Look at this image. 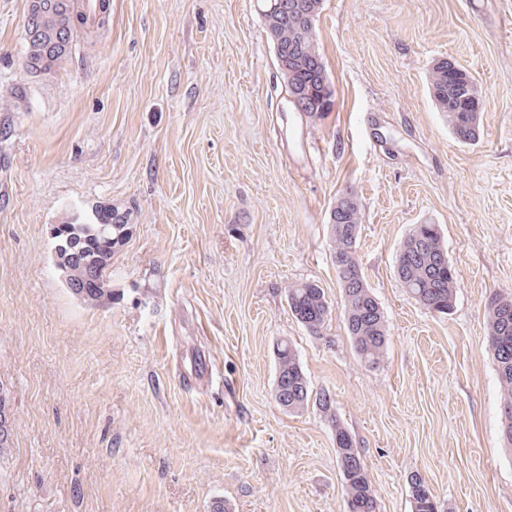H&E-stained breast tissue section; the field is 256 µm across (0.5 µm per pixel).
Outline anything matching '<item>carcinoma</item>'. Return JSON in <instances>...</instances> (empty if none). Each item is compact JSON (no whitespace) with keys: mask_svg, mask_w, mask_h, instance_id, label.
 Masks as SVG:
<instances>
[{"mask_svg":"<svg viewBox=\"0 0 512 512\" xmlns=\"http://www.w3.org/2000/svg\"><path fill=\"white\" fill-rule=\"evenodd\" d=\"M299 9L288 13L270 11L264 14L267 37L287 58L288 70H279L282 81L304 82L307 97L294 111L309 119L329 111L333 90L323 57L319 52L316 23L322 0H288ZM66 27L73 38L86 33L84 17L75 11L73 0H58L56 14L40 22L36 29L25 28L26 52L23 68L30 75L50 76L72 55L60 38ZM449 60L436 63L431 72L430 92L439 111L448 119L452 134L462 127L468 132L465 143L475 142L480 135L481 96L471 74L456 65L455 85L448 84ZM329 220L330 253L336 278L343 295L344 320L352 345L361 360L373 366L380 362L387 344L384 312L368 285L358 260L361 230V204L350 191L336 200ZM60 236L79 238L78 251L67 250L54 255L58 270L77 283L86 272L98 277L97 287L81 299L97 305L111 296L112 253L116 245L97 233L96 224H74L69 216L57 225ZM396 273L402 288L423 307L447 314L453 308L456 272L443 246L437 224H414L402 241L395 258ZM286 301L292 316L310 333L319 334L332 315V308L322 288L309 281L291 284ZM487 342L497 365L502 391L500 402L501 431L512 451V294L492 297L486 306ZM279 383L275 400L285 410L300 412L315 401L325 413L331 402L326 393L317 395L303 372L295 346L281 340L276 348ZM339 464L346 495V512H379L378 499L368 470L356 445L340 422L332 421ZM413 512H438L437 503L419 475L410 480Z\"/></svg>","mask_w":512,"mask_h":512,"instance_id":"1","label":"carcinoma"}]
</instances>
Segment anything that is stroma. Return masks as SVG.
<instances>
[{
  "mask_svg": "<svg viewBox=\"0 0 512 512\" xmlns=\"http://www.w3.org/2000/svg\"><path fill=\"white\" fill-rule=\"evenodd\" d=\"M26 14L0 0V512H344L337 422L379 512H412L416 474L439 512H512L485 315L512 292V0H322L334 97L314 122L280 91L258 0H112L109 27L44 79L23 69ZM440 59L481 92L473 144L431 98ZM350 190L388 329L373 366L329 250ZM106 208L133 228L92 306L56 270L50 227ZM423 221L457 273L443 316L395 274ZM303 281L332 304L318 335L285 299ZM281 339L330 413L276 402ZM13 432V422L11 418V401L8 389L0 386V446L8 448ZM0 447V449H2Z\"/></svg>",
  "mask_w": 512,
  "mask_h": 512,
  "instance_id": "stroma-1",
  "label": "stroma"
}]
</instances>
